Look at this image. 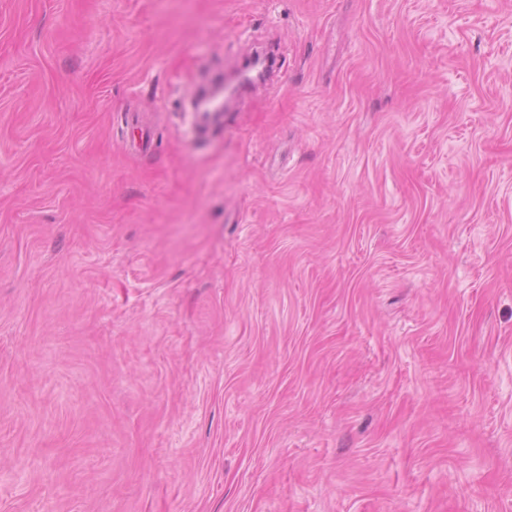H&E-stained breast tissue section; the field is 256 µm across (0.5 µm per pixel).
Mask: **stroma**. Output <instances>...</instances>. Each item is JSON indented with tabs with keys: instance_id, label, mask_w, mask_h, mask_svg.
<instances>
[{
	"instance_id": "35a3bbf8",
	"label": "stroma",
	"mask_w": 512,
	"mask_h": 512,
	"mask_svg": "<svg viewBox=\"0 0 512 512\" xmlns=\"http://www.w3.org/2000/svg\"><path fill=\"white\" fill-rule=\"evenodd\" d=\"M0 512H512V0H0Z\"/></svg>"
}]
</instances>
